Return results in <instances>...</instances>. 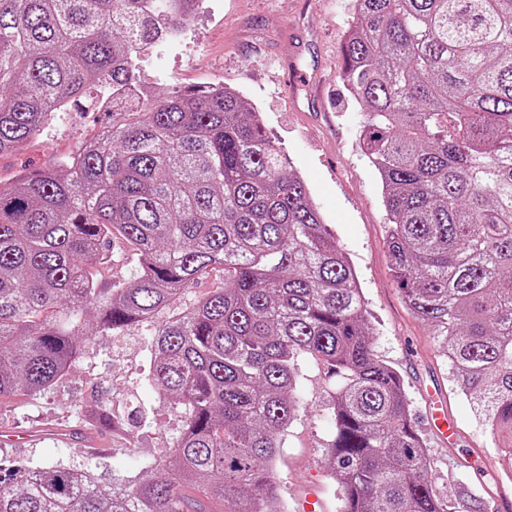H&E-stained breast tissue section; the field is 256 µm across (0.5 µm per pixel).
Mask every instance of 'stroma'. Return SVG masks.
<instances>
[{
    "label": "stroma",
    "mask_w": 512,
    "mask_h": 512,
    "mask_svg": "<svg viewBox=\"0 0 512 512\" xmlns=\"http://www.w3.org/2000/svg\"><path fill=\"white\" fill-rule=\"evenodd\" d=\"M349 0H215L193 18L182 48L156 50L141 59L155 92L188 90L218 82L240 92L259 112L306 181L316 206L356 269L380 359L402 375L419 429L430 450L431 480L447 497L458 481L483 483L489 497L512 496L500 470L488 426L479 423L439 348L432 326L404 305L389 269L388 224L379 176L363 155V115L342 82L343 44L351 24ZM100 112H60L41 135L0 157V181L47 169L95 133ZM150 339L135 329L99 336L52 388L38 396L0 400V457L31 465L62 463L91 470L103 488L131 480L171 448L181 410L151 386ZM329 386L321 365L303 360L299 394L304 409L285 431L277 463L280 497L300 512L315 494L321 512H337L339 490L328 477L324 444L332 427L323 410ZM435 388L456 420L452 445L428 431V389ZM109 408L121 419L102 430L107 449L91 452L85 433L97 430L82 416Z\"/></svg>",
    "instance_id": "35a3bbf8"
}]
</instances>
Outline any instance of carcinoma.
Listing matches in <instances>:
<instances>
[{
	"label": "carcinoma",
	"mask_w": 512,
	"mask_h": 512,
	"mask_svg": "<svg viewBox=\"0 0 512 512\" xmlns=\"http://www.w3.org/2000/svg\"><path fill=\"white\" fill-rule=\"evenodd\" d=\"M197 0H0V157L112 87V118L55 169L0 183V397L35 396L91 337L150 328L149 379L182 407L170 453L101 492L89 470L0 460V512H282L275 461L322 362L340 512H489L448 499L401 375L373 349L352 266L258 112L224 85L127 95ZM341 75L363 112L388 254L512 473V0H351ZM138 255L104 286L112 239ZM224 285L161 324L204 275Z\"/></svg>",
	"instance_id": "obj_1"
}]
</instances>
